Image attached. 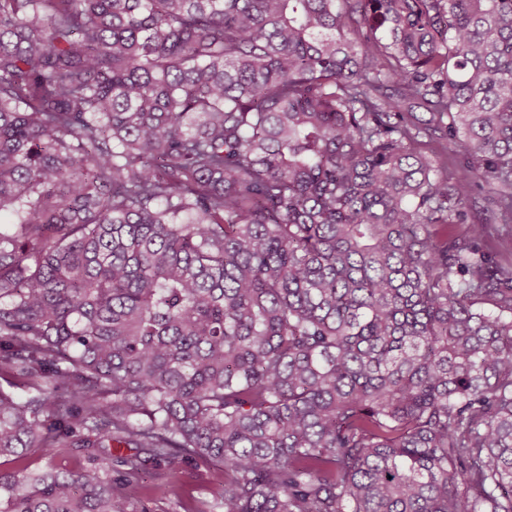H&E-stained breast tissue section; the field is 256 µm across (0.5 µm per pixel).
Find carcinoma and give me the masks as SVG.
I'll return each instance as SVG.
<instances>
[{
	"mask_svg": "<svg viewBox=\"0 0 512 512\" xmlns=\"http://www.w3.org/2000/svg\"><path fill=\"white\" fill-rule=\"evenodd\" d=\"M2 217L0 512H512V0H0ZM26 463L32 470L45 469L51 464L57 469L71 472H82L90 466L81 448H70L55 456L51 462L42 455L39 448H35L27 455ZM150 472L148 482L168 491L161 497L143 498L150 512H195L201 502L207 503L209 512H224V467L191 462L174 468L156 467Z\"/></svg>",
	"mask_w": 512,
	"mask_h": 512,
	"instance_id": "obj_1",
	"label": "carcinoma"
}]
</instances>
